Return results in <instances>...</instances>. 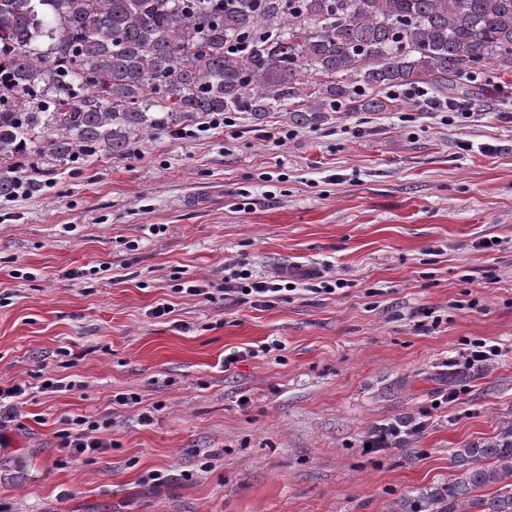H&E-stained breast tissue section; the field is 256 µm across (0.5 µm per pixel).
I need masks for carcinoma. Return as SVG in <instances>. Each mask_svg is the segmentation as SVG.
<instances>
[{"label": "carcinoma", "mask_w": 512, "mask_h": 512, "mask_svg": "<svg viewBox=\"0 0 512 512\" xmlns=\"http://www.w3.org/2000/svg\"><path fill=\"white\" fill-rule=\"evenodd\" d=\"M238 38L247 53L227 51ZM488 68L512 75V0H0V197L24 167L125 158L199 118L313 128L390 111V88L445 97ZM451 462L454 478L393 512H512V424Z\"/></svg>", "instance_id": "obj_1"}]
</instances>
